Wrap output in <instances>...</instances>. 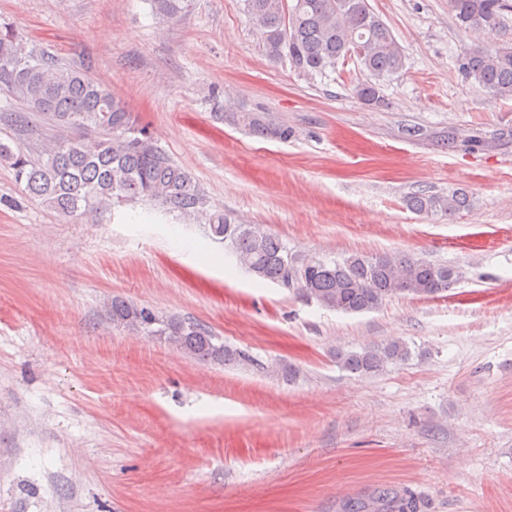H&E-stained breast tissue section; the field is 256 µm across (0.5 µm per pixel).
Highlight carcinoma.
<instances>
[{"instance_id":"obj_1","label":"carcinoma","mask_w":512,"mask_h":512,"mask_svg":"<svg viewBox=\"0 0 512 512\" xmlns=\"http://www.w3.org/2000/svg\"><path fill=\"white\" fill-rule=\"evenodd\" d=\"M153 11L175 19L188 0H151ZM458 25L479 35L500 32L512 14V0H450ZM244 9L263 41L267 56L286 60L303 76L324 75L355 58L366 79L354 93L366 104L378 102L380 83L402 70L405 56L390 28L368 0H244ZM460 67L476 88L496 99H512V36L464 54ZM0 82L22 107L38 114L42 125L66 135L43 141L37 153L0 142V160L13 168L23 190L67 219L83 217L115 203L148 200L184 215L204 209L199 183L157 146L133 113L105 85L51 57L25 52L15 28L0 25ZM270 140H287L291 130L269 112L240 105L213 114ZM407 206L416 213L452 220L471 208L469 195L414 194ZM212 234L230 247L251 275L285 288H299L324 307L342 313L370 312L401 295L434 296L448 290L455 271L401 253L350 255L341 259L299 260L283 241L255 224L222 213L210 218ZM112 324L162 336L193 358L247 362L249 357L224 344L209 327L180 316H163L146 307L113 300ZM342 369L358 376L411 358L406 342L369 343L336 354ZM417 500L384 488L369 501L347 500L343 512H419Z\"/></svg>"}]
</instances>
